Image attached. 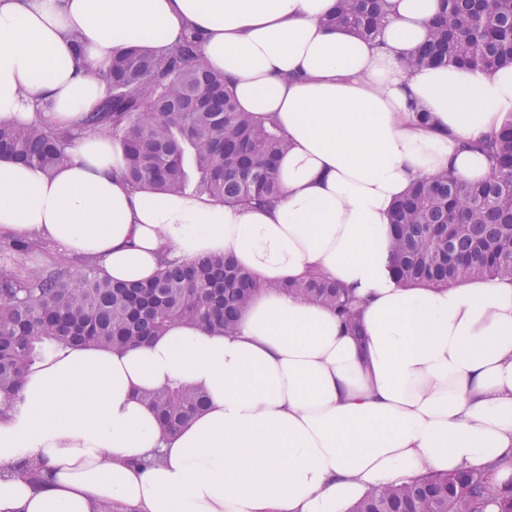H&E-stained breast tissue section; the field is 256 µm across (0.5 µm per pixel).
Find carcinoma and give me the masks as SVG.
<instances>
[{"mask_svg":"<svg viewBox=\"0 0 512 512\" xmlns=\"http://www.w3.org/2000/svg\"><path fill=\"white\" fill-rule=\"evenodd\" d=\"M426 42L402 69L454 65L495 71L512 66V0H442ZM387 17L381 0H336L325 18L334 28L376 37ZM112 94L77 126L0 120V158L50 171L89 133L119 141L125 176L134 186L184 194L187 163L196 192L224 203H267L281 193L276 161L288 147L274 123L239 110L224 75L205 67L189 33L165 52L130 46L101 74ZM491 163L489 178L471 183L446 171L415 183L397 202L390 249L406 286L454 287L477 279H512V115L490 138L473 144ZM29 241L0 242L13 265L0 266V401L11 408L30 367L49 349L75 343L133 347L181 326L228 333L259 288L233 258L200 257L159 278L119 284L90 262L27 268ZM278 288L336 312L360 334L358 301L339 283L312 271ZM145 400L169 432L201 412L204 392L183 382L147 391ZM33 486L43 467L19 461ZM512 512V480L498 485L482 472L429 475L370 491L352 512Z\"/></svg>","mask_w":512,"mask_h":512,"instance_id":"cac0c4a2","label":"carcinoma"}]
</instances>
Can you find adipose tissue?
Returning a JSON list of instances; mask_svg holds the SVG:
<instances>
[{
  "label": "adipose tissue",
  "mask_w": 512,
  "mask_h": 512,
  "mask_svg": "<svg viewBox=\"0 0 512 512\" xmlns=\"http://www.w3.org/2000/svg\"><path fill=\"white\" fill-rule=\"evenodd\" d=\"M385 2L367 41L324 25L335 0H0V120L72 126L110 95L114 53L192 32L240 110L288 143L266 205L133 188L100 134L49 174L0 159V237L47 239L125 282L227 253L263 285L233 333L176 327L33 365L0 414V512H350L429 472L512 478L492 467L512 458V280L405 288L390 250L412 182L489 176L472 145L512 115V68L404 74L439 0ZM313 267L360 299L361 337L279 291ZM174 381L209 405L168 434L141 395Z\"/></svg>",
  "instance_id": "obj_1"
}]
</instances>
